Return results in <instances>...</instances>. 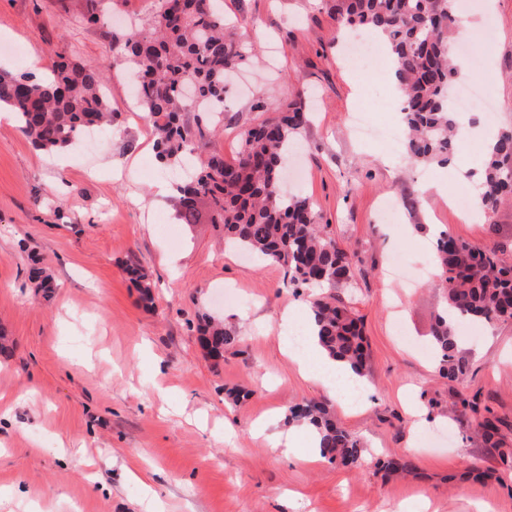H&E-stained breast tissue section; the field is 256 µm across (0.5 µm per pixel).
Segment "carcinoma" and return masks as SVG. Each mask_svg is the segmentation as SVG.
Returning a JSON list of instances; mask_svg holds the SVG:
<instances>
[{
    "label": "carcinoma",
    "mask_w": 512,
    "mask_h": 512,
    "mask_svg": "<svg viewBox=\"0 0 512 512\" xmlns=\"http://www.w3.org/2000/svg\"><path fill=\"white\" fill-rule=\"evenodd\" d=\"M339 29L375 33L392 55V70L403 97L401 123L405 150L415 164L448 163L456 153L458 116L450 91L459 77L451 57L458 0H321ZM248 59L237 33L224 21L219 0H156L148 28L130 29L114 43L112 58L87 66L60 62L41 80L0 73V106L16 117L17 130L31 145L53 153L68 148L82 130L112 123L106 94L111 65L130 67L142 87L140 105L153 125L161 162L178 166L193 155L200 162L191 179L177 186L180 220L220 224L227 242L285 269L294 289L318 288L306 296L313 315V339L326 355L361 377L367 350L358 319L333 294L354 279L350 253L340 247L315 215L309 199L283 189L288 153L306 129L302 102L265 106V118L239 134L238 161L207 152L222 126L213 108L224 103V76ZM194 108L193 120L185 112ZM476 195L485 215L512 196V125L498 129L482 160ZM444 306L432 329L431 350L442 377L456 381L470 370L459 347V325L512 321V265L498 258V247L479 246L438 233L432 257ZM144 300H152L148 275L127 267ZM199 343L213 359L239 338L230 327L203 314ZM288 421L313 426L320 456L344 466L365 458L364 443L336 421L329 404L307 400L290 408ZM476 427L498 445L497 421L484 417ZM390 473L413 470L404 457L381 462Z\"/></svg>",
    "instance_id": "obj_1"
}]
</instances>
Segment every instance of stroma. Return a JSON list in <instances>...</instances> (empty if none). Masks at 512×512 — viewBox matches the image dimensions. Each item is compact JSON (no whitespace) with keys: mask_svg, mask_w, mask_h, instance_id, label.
Segmentation results:
<instances>
[{"mask_svg":"<svg viewBox=\"0 0 512 512\" xmlns=\"http://www.w3.org/2000/svg\"><path fill=\"white\" fill-rule=\"evenodd\" d=\"M84 10L85 0H0V71L39 78L63 59L96 64L148 19L140 0H119L95 25L82 23ZM224 14L245 19L250 59L232 77L226 132L210 148L235 161L226 138L259 120L258 102L304 100L312 119L288 185L356 253L355 281L337 294L363 323L370 393L354 406L301 375L288 338L307 308L280 266L230 249L212 225L179 221L171 168L119 65L107 81L118 118L93 150L47 155L0 123V328L13 346L0 359V395L12 402L0 415V512H512V468L466 406L489 407L512 449V322L465 328L471 369L442 379L428 348L443 294L419 257L435 224L500 244L512 264V199L492 218H462L448 201L466 187L453 167L415 165L385 141L350 138L352 112L364 107L384 122L401 97L377 58L343 57L319 0H224ZM471 21L461 75L491 88L496 118L473 115L491 131L512 123V0H481ZM384 198L397 206L394 223L380 220ZM398 252L407 257L402 278L389 271ZM36 259L56 283L47 298L29 280ZM132 262L151 277L153 306L128 279ZM203 311L240 338L218 362L198 342ZM228 388L248 396L228 404ZM304 400L332 404L365 444L358 467L304 462L303 438L275 450L257 437L264 421L291 431L285 417ZM415 408L426 423L411 456ZM405 455L414 473L378 467Z\"/></svg>","mask_w":512,"mask_h":512,"instance_id":"1","label":"stroma"}]
</instances>
